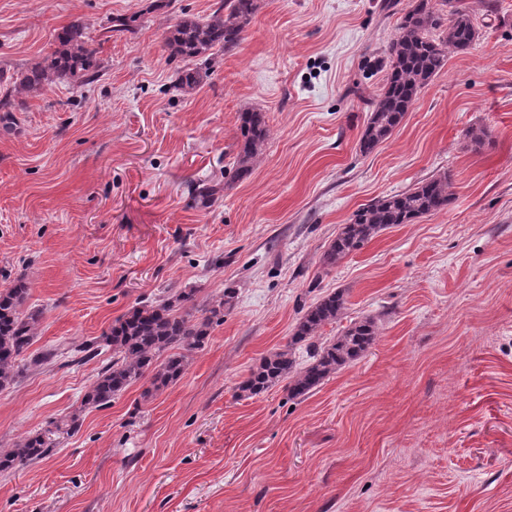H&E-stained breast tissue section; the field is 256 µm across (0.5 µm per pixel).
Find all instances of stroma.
I'll list each match as a JSON object with an SVG mask.
<instances>
[{"mask_svg": "<svg viewBox=\"0 0 512 512\" xmlns=\"http://www.w3.org/2000/svg\"><path fill=\"white\" fill-rule=\"evenodd\" d=\"M0 0V69L43 62L81 20L102 75L16 93L0 128V289L25 280L38 314L25 370L0 390V450L79 411L45 460L0 474V512H512V0H463L480 37L449 52L393 134L359 142L384 85L404 0H258L238 48L188 94L164 45L216 0ZM136 15L130 33L107 22ZM269 139L237 174L238 117ZM488 131L480 149L466 132ZM447 208L387 228L332 267L352 214L431 177ZM221 182L202 206L192 187ZM235 300L187 373L82 409L133 306L182 290ZM342 290L320 339L373 319L375 343L300 400L237 383L306 308Z\"/></svg>", "mask_w": 512, "mask_h": 512, "instance_id": "35a3bbf8", "label": "stroma"}]
</instances>
